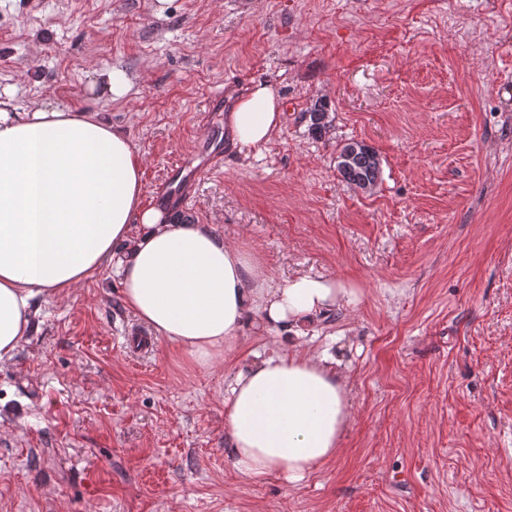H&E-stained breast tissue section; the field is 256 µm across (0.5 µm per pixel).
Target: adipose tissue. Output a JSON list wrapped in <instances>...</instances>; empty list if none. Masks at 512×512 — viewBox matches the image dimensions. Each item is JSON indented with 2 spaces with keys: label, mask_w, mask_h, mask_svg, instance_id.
<instances>
[{
  "label": "adipose tissue",
  "mask_w": 512,
  "mask_h": 512,
  "mask_svg": "<svg viewBox=\"0 0 512 512\" xmlns=\"http://www.w3.org/2000/svg\"><path fill=\"white\" fill-rule=\"evenodd\" d=\"M227 122L236 143L268 144L281 124L273 87L239 98ZM142 195L141 156L110 123L47 102L21 110L0 92V364L28 340L40 302L108 266L125 306L204 368L234 353L251 313L297 335L338 303L335 279L276 282L213 225L171 223ZM350 415L340 361L279 342L236 371L224 398L230 454L254 479L295 482L335 458Z\"/></svg>",
  "instance_id": "1"
}]
</instances>
